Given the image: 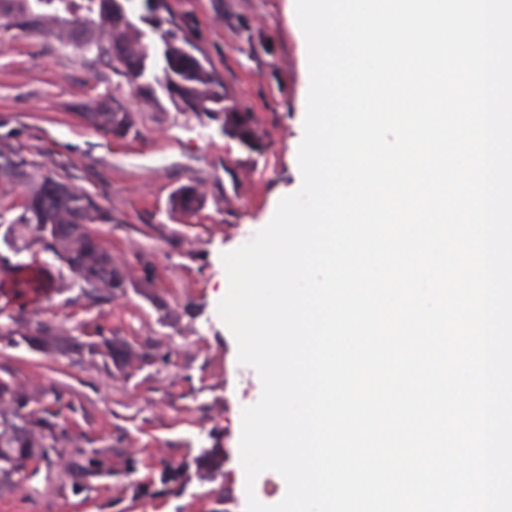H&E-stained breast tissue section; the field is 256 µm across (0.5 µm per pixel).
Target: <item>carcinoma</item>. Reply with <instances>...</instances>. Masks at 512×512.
<instances>
[{"label": "carcinoma", "instance_id": "1", "mask_svg": "<svg viewBox=\"0 0 512 512\" xmlns=\"http://www.w3.org/2000/svg\"><path fill=\"white\" fill-rule=\"evenodd\" d=\"M123 2L0 0V40L12 31L52 38L72 47L86 62L112 70L117 84L135 87L142 102L151 103L160 90L177 111L192 112L202 123L218 121L225 137L250 154H264L268 144L253 113L227 92L214 68L197 55L193 18L174 13L168 0H141L139 20L147 25L142 30ZM82 117L107 136L123 138L133 127L130 112L106 97L91 100ZM204 199L201 185H183L172 194L171 210L192 217ZM111 222V209L96 195L41 169L0 136V241L7 247V252L0 251V272L11 274L16 295L38 288L59 291L67 271L84 299L92 303L126 297L134 285L128 266L104 249L89 228ZM34 246L50 260L38 268L12 260ZM0 335L34 351L99 360L122 375L143 366L161 369L169 363V351L159 339L148 337L134 346L100 329L84 339L51 320L30 327L20 314L10 317ZM65 409L76 411L58 387L25 385L11 374L0 377V494L37 475L29 469L31 462L51 465L66 454L64 448L72 440L60 422ZM66 455L65 471L73 493L90 490L93 479L112 477L126 483L134 500L178 499L193 482H215L224 476L226 462V451L217 440L209 447L186 448L177 464L163 463L143 479L138 477L141 460L133 455L126 456L119 469L97 448L78 447Z\"/></svg>", "mask_w": 512, "mask_h": 512}]
</instances>
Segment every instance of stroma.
<instances>
[{"mask_svg":"<svg viewBox=\"0 0 512 512\" xmlns=\"http://www.w3.org/2000/svg\"><path fill=\"white\" fill-rule=\"evenodd\" d=\"M192 15L197 45L226 89L253 112L269 144L248 153L224 138L218 122L204 125L176 111L166 96L142 103L112 76H95L70 49L37 37L0 42V134L43 168L70 174L112 210V223L92 225L120 259L142 256L154 269L150 296L129 291L93 305L77 290L29 303L0 290V312L23 311L29 322L68 328L102 325L135 343L161 337L171 351L163 372L112 375L101 365L55 352L0 342V368L19 381L66 389L77 413L73 438L86 448L117 450L152 468L178 459L185 445L218 438L227 452L223 483L228 512H246L240 472L242 411L261 396L259 375L237 361V346L217 305L228 287L222 255L247 243L273 217L279 200L301 185L297 152L309 87L306 43L290 0H169ZM99 96L116 97L130 112V134L116 139L85 122L81 112ZM204 186L206 200L190 218L173 215L170 196L184 184ZM194 316H186L185 307ZM197 390V401H171ZM210 483L193 485L179 501H135L109 478L73 494L61 467L40 468L22 490L0 495V512H211Z\"/></svg>","mask_w":512,"mask_h":512,"instance_id":"obj_1","label":"stroma"}]
</instances>
